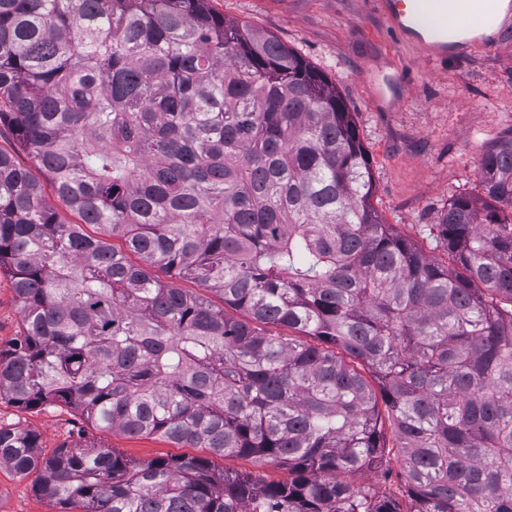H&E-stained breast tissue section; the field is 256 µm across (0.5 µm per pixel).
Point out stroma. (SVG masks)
Returning <instances> with one entry per match:
<instances>
[{
	"label": "stroma",
	"mask_w": 512,
	"mask_h": 512,
	"mask_svg": "<svg viewBox=\"0 0 512 512\" xmlns=\"http://www.w3.org/2000/svg\"><path fill=\"white\" fill-rule=\"evenodd\" d=\"M213 12L274 35L326 74L353 113L372 168V204L394 231L445 259L430 234L453 194H480L486 151L512 130V24L491 49L435 57L394 31L373 0H210ZM407 82L396 105L379 98L388 78ZM23 313L9 276L0 275V348H9ZM0 422L37 431L44 455L77 438L140 460L205 456L155 437L102 433L71 410L27 412L0 401ZM33 477L0 467V512H57Z\"/></svg>",
	"instance_id": "35a3bbf8"
}]
</instances>
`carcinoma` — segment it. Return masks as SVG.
Listing matches in <instances>:
<instances>
[{
    "label": "carcinoma",
    "instance_id": "carcinoma-1",
    "mask_svg": "<svg viewBox=\"0 0 512 512\" xmlns=\"http://www.w3.org/2000/svg\"><path fill=\"white\" fill-rule=\"evenodd\" d=\"M0 124L80 220L0 152V273L24 314L0 400L288 479L95 444L44 458L1 421L0 467L83 512H402L341 479L393 450L407 512H512V133L484 196L440 211L444 262L372 206L336 83L208 0H0Z\"/></svg>",
    "mask_w": 512,
    "mask_h": 512
}]
</instances>
